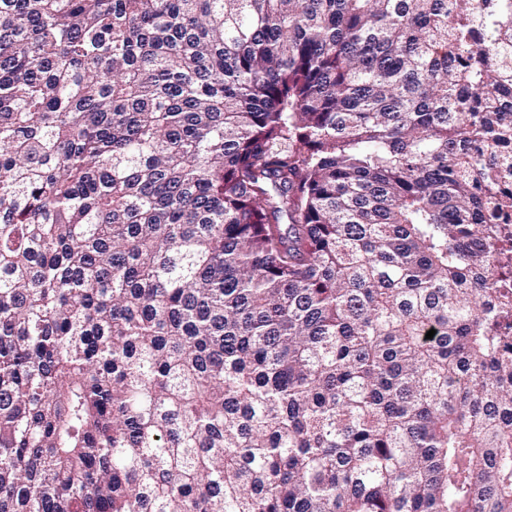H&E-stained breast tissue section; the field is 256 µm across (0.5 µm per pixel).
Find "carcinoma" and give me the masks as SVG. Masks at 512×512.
<instances>
[{
  "label": "carcinoma",
  "mask_w": 512,
  "mask_h": 512,
  "mask_svg": "<svg viewBox=\"0 0 512 512\" xmlns=\"http://www.w3.org/2000/svg\"><path fill=\"white\" fill-rule=\"evenodd\" d=\"M510 211L512 0H0V512H512Z\"/></svg>",
  "instance_id": "cac0c4a2"
}]
</instances>
